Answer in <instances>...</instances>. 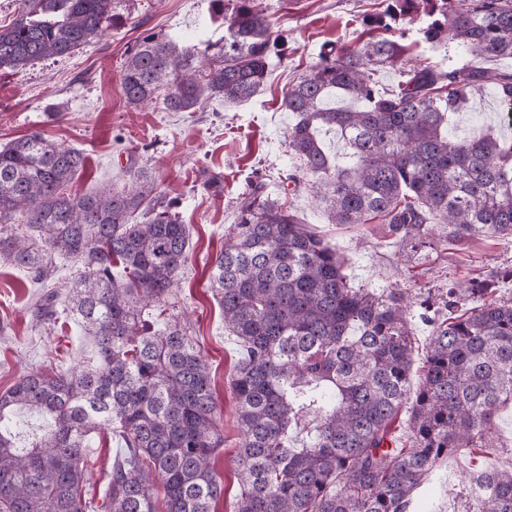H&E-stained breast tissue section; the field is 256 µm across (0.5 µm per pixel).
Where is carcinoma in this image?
I'll return each mask as SVG.
<instances>
[{
	"instance_id": "carcinoma-1",
	"label": "carcinoma",
	"mask_w": 512,
	"mask_h": 512,
	"mask_svg": "<svg viewBox=\"0 0 512 512\" xmlns=\"http://www.w3.org/2000/svg\"><path fill=\"white\" fill-rule=\"evenodd\" d=\"M0 26V69L73 53L107 30L118 0H18ZM430 5L425 40L452 43L470 60L404 68V46L383 38L325 48L285 91L296 117L288 148L314 180L333 224L379 218L413 246L512 238V137L484 127L460 139L452 118L493 87L512 112V0H387L370 24ZM224 36L199 49L154 34L129 50L126 104L162 99L167 112L211 101L243 102L264 85L278 52L257 0H211ZM400 71L393 90L377 75ZM338 94L351 102L328 106ZM336 128L343 151L327 153L319 128ZM84 152L39 132L0 149V265L44 280L52 255L80 267L69 309L95 350L93 365L33 372L0 393V512H216L224 448L209 366L168 299L188 263V229L147 173L130 187L73 196ZM145 220L130 222L137 210ZM24 224L32 235L9 234ZM224 327L243 356L230 385L242 435L234 512H406L438 460L494 447L495 415L512 402V298H489L495 280H465L441 305L423 373L413 366L411 301L400 290L350 284L336 250L257 182L208 271ZM167 314L148 321L143 308ZM51 418L21 446L14 415ZM408 414L406 439L392 426ZM109 430L124 443L101 505L84 498L86 442ZM466 512H512V468L468 474Z\"/></svg>"
}]
</instances>
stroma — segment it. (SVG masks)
Listing matches in <instances>:
<instances>
[{
  "mask_svg": "<svg viewBox=\"0 0 512 512\" xmlns=\"http://www.w3.org/2000/svg\"><path fill=\"white\" fill-rule=\"evenodd\" d=\"M286 53L272 61L259 95L242 105L209 103L194 112H166L160 104L138 108L120 93L121 70L128 49L143 36L156 34L184 45H203L224 34L222 17L210 0H122L117 24L106 37L91 40L66 58H49L20 70L0 71V147L40 131L45 137L85 151V171L68 186L74 194L100 186H124L128 164L147 169L161 190L177 204L189 228L190 259L169 303L198 343L214 379L224 452L217 470L224 496L217 512H232L238 493L235 451L241 435L230 380L241 355L234 336L224 329L218 297L209 287L208 269L224 246L234 223L237 202L251 183L266 184L272 198L290 204L317 236L342 256L354 285L376 291L399 289L413 302L440 297L452 284L485 278L512 269V242L478 236L447 249L412 252L398 244L391 225L330 223L322 203L306 185H284L286 174L301 165L288 149L294 122L283 95L289 84L308 74L327 46L355 45L389 37L405 48L407 59L444 67L459 60L454 46L423 41L425 15L400 20L392 31L368 25L382 13L383 0H260ZM224 183L223 192L205 189L210 177ZM77 270L64 257L41 282L15 267L0 268V392L32 370L66 373L88 364L90 343L64 312L54 320H37L34 311L49 291L60 289ZM117 439L90 437L93 461L87 487L101 498L112 467ZM512 467V403L496 415L491 448L465 449L437 463L431 480L416 496L420 512H465V477L484 465Z\"/></svg>",
  "mask_w": 512,
  "mask_h": 512,
  "instance_id": "1",
  "label": "stroma"
}]
</instances>
